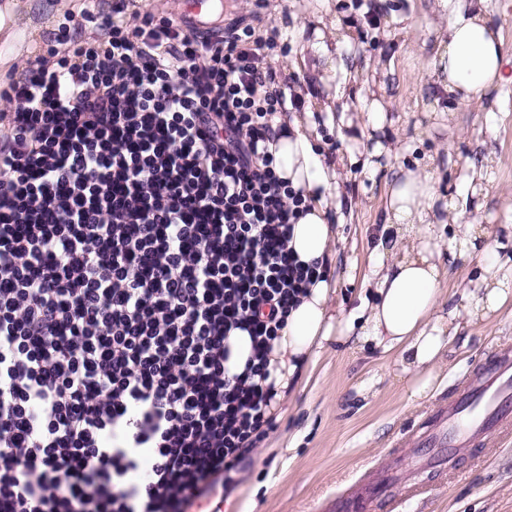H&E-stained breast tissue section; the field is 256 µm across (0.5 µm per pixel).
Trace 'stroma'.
<instances>
[{
	"mask_svg": "<svg viewBox=\"0 0 512 512\" xmlns=\"http://www.w3.org/2000/svg\"><path fill=\"white\" fill-rule=\"evenodd\" d=\"M86 6L87 0H0V85L31 52L53 45L61 23L82 22L85 36L94 35L93 24L82 20ZM425 9L426 0H224L225 22L240 21L269 42L267 87L295 98L284 112L291 117L312 113L323 153L357 159L343 172L351 208L338 229L344 242L332 270L336 302L349 311L371 276L384 178L361 167L373 145L361 134L362 113H350L351 125L342 131L327 124L321 103L335 88L314 73L318 59L304 50L297 18L312 12L341 18L352 27L353 50L392 63L386 89L390 143L400 158L431 164L442 189L455 193L462 188L463 167H445V151L465 157L477 142L492 141L495 162L479 217L493 240L512 225V83L499 90L491 120L479 106L453 108L447 95L422 91L431 52L423 36ZM300 58L305 66L288 72L290 60ZM504 347L512 348V308L460 332L443 355L439 386L428 399L412 404L394 376L395 352L372 345L354 354L333 344L309 367L274 430L246 454L224 495L223 512H328V503L367 466L412 465L415 449L409 437L434 424L463 376L480 373L486 358ZM392 498L393 512H512V440L495 438L462 449L456 462L424 479L417 497H408L400 485Z\"/></svg>",
	"mask_w": 512,
	"mask_h": 512,
	"instance_id": "obj_1",
	"label": "stroma"
}]
</instances>
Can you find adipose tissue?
<instances>
[{"mask_svg": "<svg viewBox=\"0 0 512 512\" xmlns=\"http://www.w3.org/2000/svg\"><path fill=\"white\" fill-rule=\"evenodd\" d=\"M299 30L307 34L321 72L339 74L341 113L365 111L366 126L384 130L385 100L368 101L350 91L369 73H383V66L351 51L341 21L320 17L303 22ZM425 37L434 53L422 83L448 94L456 105L491 99L494 90L512 81L505 70L501 28L488 0H433ZM268 149L279 178L306 200L307 211L293 225L288 247L301 263L325 268L337 254L334 222L341 209V175L336 166L325 164L299 120H276ZM494 154L485 142L468 158L463 190L455 196L441 192L432 173L403 163L394 166L373 247L370 298L359 313H348L334 303L335 282L323 277L308 286L267 350L268 412L281 408L308 365L338 341L354 351L370 344L397 348L396 366L409 401L428 399L442 357L460 330L512 304V264L500 260L502 251L512 249V232L504 240L488 241L477 218L467 215L469 199L484 191ZM460 263L471 269L468 285L461 302L448 305L442 283Z\"/></svg>", "mask_w": 512, "mask_h": 512, "instance_id": "ef3b65f1", "label": "adipose tissue"}]
</instances>
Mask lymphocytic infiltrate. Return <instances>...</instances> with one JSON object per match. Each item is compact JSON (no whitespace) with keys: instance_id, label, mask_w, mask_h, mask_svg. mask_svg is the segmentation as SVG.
<instances>
[{"instance_id":"obj_1","label":"lymphocytic infiltrate","mask_w":512,"mask_h":512,"mask_svg":"<svg viewBox=\"0 0 512 512\" xmlns=\"http://www.w3.org/2000/svg\"><path fill=\"white\" fill-rule=\"evenodd\" d=\"M126 8L0 88V512H193L230 485L318 275L288 248L306 205L267 148L263 41ZM230 356L226 363L229 371L241 372L245 362L252 355V340L246 331L236 330L229 339Z\"/></svg>"}]
</instances>
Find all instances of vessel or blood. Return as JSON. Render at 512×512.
<instances>
[{"instance_id": "b4317fda", "label": "vessel or blood", "mask_w": 512, "mask_h": 512, "mask_svg": "<svg viewBox=\"0 0 512 512\" xmlns=\"http://www.w3.org/2000/svg\"><path fill=\"white\" fill-rule=\"evenodd\" d=\"M216 0H186V8L176 20L183 27L201 33H216L212 19ZM512 362L490 360L482 377L464 380L461 393L442 409L441 426L430 432L431 442L449 450L466 448L481 438L512 433ZM392 475L382 470L377 478L356 490L337 497L333 512H378L388 506L386 489Z\"/></svg>"}]
</instances>
